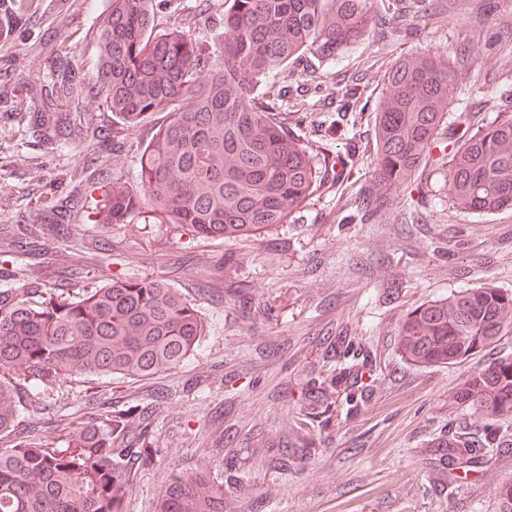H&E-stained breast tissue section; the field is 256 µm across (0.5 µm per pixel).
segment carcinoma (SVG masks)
<instances>
[{"mask_svg":"<svg viewBox=\"0 0 512 512\" xmlns=\"http://www.w3.org/2000/svg\"><path fill=\"white\" fill-rule=\"evenodd\" d=\"M373 0H229L221 46L202 71L201 47L183 31H155L153 0H111L99 22V62L91 82L67 59L50 57V82L33 125L68 139L80 100L95 95L121 124L155 112L168 121L144 149L137 185L117 173L100 186L98 223L141 214L186 225L204 238L249 239L300 212L324 184L326 168L288 118L264 100L277 73L305 52L334 58L364 39ZM457 81L448 55L406 56L384 75L375 113V169L367 188L371 216L384 215L391 192L411 182L438 148ZM445 191L453 208L485 214L512 209V118L493 120L448 153ZM198 308L161 279L114 280L74 297L53 288L0 290V512H125L147 448L130 435L148 424L133 413L74 417L61 440L16 431L14 375L43 385L72 377L150 379L180 366L199 346ZM512 336V290L460 288L408 311L398 329L400 356L418 367L455 365ZM325 355L338 372L313 382L305 424L346 412L374 391L363 382L373 362L355 338L336 337ZM455 402L484 424L480 439H448V463L483 448L512 450L498 422L512 419V357L468 374ZM155 512H232L224 481L178 472Z\"/></svg>","mask_w":512,"mask_h":512,"instance_id":"cac0c4a2","label":"carcinoma"}]
</instances>
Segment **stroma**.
Instances as JSON below:
<instances>
[{
  "label": "stroma",
  "mask_w": 512,
  "mask_h": 512,
  "mask_svg": "<svg viewBox=\"0 0 512 512\" xmlns=\"http://www.w3.org/2000/svg\"><path fill=\"white\" fill-rule=\"evenodd\" d=\"M110 0H19L17 21L0 34V280L12 288H66L77 295L116 278L166 279L196 304L206 334L175 371L136 381L87 377L21 384L19 428L46 438L98 403L157 412L148 429L126 512H155L172 472L224 480L235 512H497L512 480V454L475 456L448 470L438 444L479 434L449 396L468 372L512 355V336L459 365L417 367L401 359L404 315L458 288L512 289V210L475 215L452 209L446 171L422 164L392 192L383 220L361 221L350 203L374 167L373 119L385 70L406 55L447 52L461 91L451 115L474 125L512 117V0H427L432 18L401 24L393 0H374L365 41L335 60L306 54L290 64L276 100L294 129L317 142L342 171L274 233L238 242L205 239L141 218L95 223L91 184L120 170L136 181L138 159L158 112L136 127L118 123L99 98L82 103L85 130L102 131L87 152L48 142L33 126L35 90L50 55L84 75L98 62V21ZM225 0H155L158 31L181 27L213 51ZM66 206L71 240L61 245L48 216ZM241 302L226 301L227 289ZM355 336L378 384L359 415L334 410L328 425L302 428L301 394L324 374L321 352L339 331ZM298 452L288 469L268 467L279 445ZM244 477L238 490L235 477Z\"/></svg>",
  "instance_id": "obj_1"
}]
</instances>
